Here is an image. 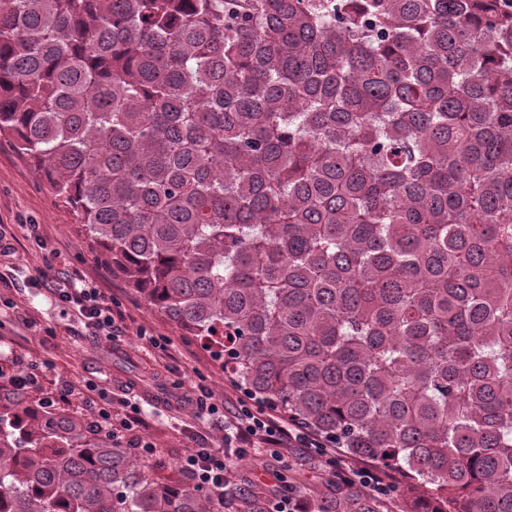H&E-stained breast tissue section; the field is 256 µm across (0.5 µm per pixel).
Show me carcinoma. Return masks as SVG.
<instances>
[{
  "mask_svg": "<svg viewBox=\"0 0 512 512\" xmlns=\"http://www.w3.org/2000/svg\"><path fill=\"white\" fill-rule=\"evenodd\" d=\"M0 135L256 397L415 512H512V0H0ZM29 405L0 512H223Z\"/></svg>",
  "mask_w": 512,
  "mask_h": 512,
  "instance_id": "obj_1",
  "label": "carcinoma"
}]
</instances>
